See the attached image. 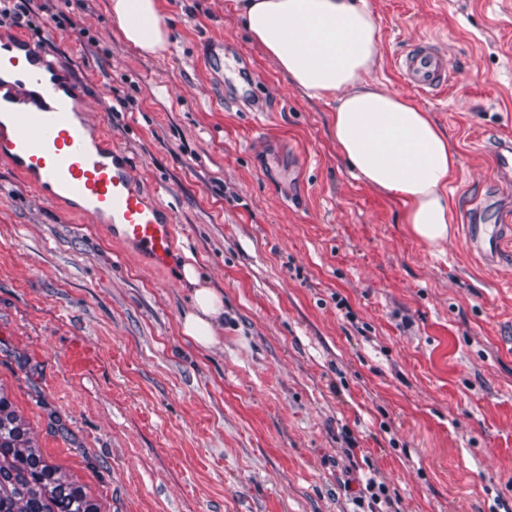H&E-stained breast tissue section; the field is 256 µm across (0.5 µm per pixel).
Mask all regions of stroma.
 I'll use <instances>...</instances> for the list:
<instances>
[{"label": "stroma", "instance_id": "obj_1", "mask_svg": "<svg viewBox=\"0 0 512 512\" xmlns=\"http://www.w3.org/2000/svg\"><path fill=\"white\" fill-rule=\"evenodd\" d=\"M367 3L374 80L460 158L441 251L354 177L331 105L289 83L232 0H163L159 55L126 42L112 0L0 20L69 66L78 111L177 226L155 269L0 160V396L100 512H512V247L489 268L463 232L477 207L512 205L490 157L512 140V0ZM216 40L221 79L204 66ZM422 41L448 57L446 92L397 73ZM187 263L224 297L207 349L181 332Z\"/></svg>", "mask_w": 512, "mask_h": 512}]
</instances>
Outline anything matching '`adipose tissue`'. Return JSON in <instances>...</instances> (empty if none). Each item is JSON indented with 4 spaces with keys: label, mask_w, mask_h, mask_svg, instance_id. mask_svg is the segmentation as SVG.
<instances>
[{
    "label": "adipose tissue",
    "mask_w": 512,
    "mask_h": 512,
    "mask_svg": "<svg viewBox=\"0 0 512 512\" xmlns=\"http://www.w3.org/2000/svg\"><path fill=\"white\" fill-rule=\"evenodd\" d=\"M252 41L309 98L332 103V134L356 177L403 206V221L421 242L440 247L453 236L447 183L459 165L448 136L430 113L372 77L381 57L377 25L366 0H233ZM124 38L148 54L165 51L169 30L161 0H112ZM193 285L183 334L208 348L224 299L201 285L193 265L183 267Z\"/></svg>",
    "instance_id": "1"
}]
</instances>
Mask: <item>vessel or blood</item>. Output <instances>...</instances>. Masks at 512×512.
Returning a JSON list of instances; mask_svg holds the SVG:
<instances>
[{
    "mask_svg": "<svg viewBox=\"0 0 512 512\" xmlns=\"http://www.w3.org/2000/svg\"><path fill=\"white\" fill-rule=\"evenodd\" d=\"M26 55L32 67L25 75L0 74V111L10 112L9 124L0 123V159L45 199L106 225L113 240L168 267L176 230L170 214L149 201L127 157L76 111L58 80L59 63L31 48ZM396 67L402 81L423 94L446 91L452 80L447 57L428 42L401 55ZM465 230L480 260L492 266L512 242V216L500 211L494 224Z\"/></svg>",
    "mask_w": 512,
    "mask_h": 512,
    "instance_id": "b4317fda",
    "label": "vessel or blood"
}]
</instances>
